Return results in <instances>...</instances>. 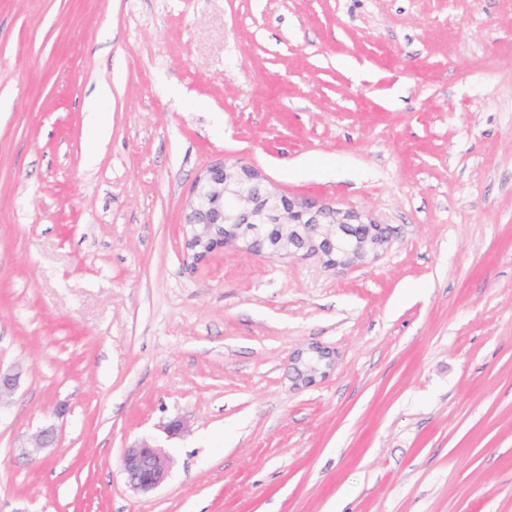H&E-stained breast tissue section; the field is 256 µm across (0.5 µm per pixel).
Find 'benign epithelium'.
Wrapping results in <instances>:
<instances>
[{
  "label": "benign epithelium",
  "instance_id": "7a95c632",
  "mask_svg": "<svg viewBox=\"0 0 512 512\" xmlns=\"http://www.w3.org/2000/svg\"><path fill=\"white\" fill-rule=\"evenodd\" d=\"M186 245L198 259L237 243L255 255H321L329 266L346 268L376 253L389 241L382 226L366 222L312 199L271 191L249 167L236 170L218 162L196 180L192 194ZM288 227V238L274 253L260 233L262 224ZM21 372L0 368V402L14 394ZM172 468L170 456L146 440L123 450L121 470L127 486L147 495L161 487Z\"/></svg>",
  "mask_w": 512,
  "mask_h": 512
}]
</instances>
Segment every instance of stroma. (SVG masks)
Masks as SVG:
<instances>
[{
  "instance_id": "35a3bbf8",
  "label": "stroma",
  "mask_w": 512,
  "mask_h": 512,
  "mask_svg": "<svg viewBox=\"0 0 512 512\" xmlns=\"http://www.w3.org/2000/svg\"><path fill=\"white\" fill-rule=\"evenodd\" d=\"M220 159L389 241L195 260ZM17 365L0 512H512V0H0ZM172 460L161 446L142 440L124 448L121 470L127 486L137 494L147 495L169 478Z\"/></svg>"
}]
</instances>
